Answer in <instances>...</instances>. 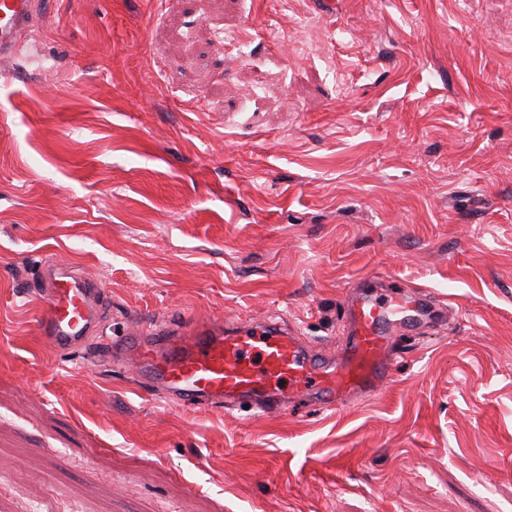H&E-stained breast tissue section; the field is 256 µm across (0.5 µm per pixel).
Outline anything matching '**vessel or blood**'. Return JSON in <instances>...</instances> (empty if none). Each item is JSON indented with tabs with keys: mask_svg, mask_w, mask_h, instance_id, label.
<instances>
[{
	"mask_svg": "<svg viewBox=\"0 0 512 512\" xmlns=\"http://www.w3.org/2000/svg\"><path fill=\"white\" fill-rule=\"evenodd\" d=\"M37 8V0H0V66L20 54ZM39 279L41 336L63 353L87 346L100 329L99 288L63 265H43ZM345 310L350 336L334 358L306 348L277 325L228 327L220 319L171 330L131 329L107 340L102 358L119 361L140 387L184 406L246 404L275 413L299 396L332 406L376 393L387 383L392 316L421 327L433 314V302L417 292L387 302L352 294Z\"/></svg>",
	"mask_w": 512,
	"mask_h": 512,
	"instance_id": "b4317fda",
	"label": "vessel or blood"
}]
</instances>
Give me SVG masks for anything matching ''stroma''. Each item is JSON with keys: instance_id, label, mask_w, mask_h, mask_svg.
<instances>
[{"instance_id": "obj_1", "label": "stroma", "mask_w": 512, "mask_h": 512, "mask_svg": "<svg viewBox=\"0 0 512 512\" xmlns=\"http://www.w3.org/2000/svg\"><path fill=\"white\" fill-rule=\"evenodd\" d=\"M50 0L0 81V512H512V0ZM268 319L337 353L421 291L386 388L185 407L38 334ZM39 279L45 287L38 325L41 336L63 353L87 346L100 330V288L63 265L44 264Z\"/></svg>"}]
</instances>
